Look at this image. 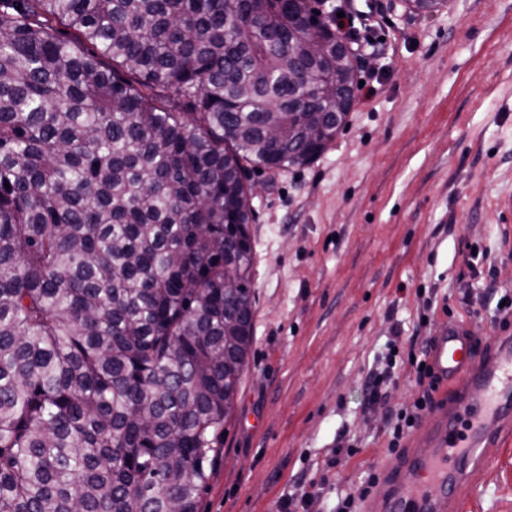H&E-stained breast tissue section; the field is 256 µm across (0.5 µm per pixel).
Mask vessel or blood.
I'll return each mask as SVG.
<instances>
[{"label":"vessel or blood","instance_id":"obj_1","mask_svg":"<svg viewBox=\"0 0 512 512\" xmlns=\"http://www.w3.org/2000/svg\"><path fill=\"white\" fill-rule=\"evenodd\" d=\"M493 353L476 359L471 340L456 327L434 338L429 361L452 396L420 429L413 445L389 467L377 494L386 512H454L460 494L472 484L512 433V338L494 339ZM470 418L458 430L461 415ZM415 481H401V468Z\"/></svg>","mask_w":512,"mask_h":512}]
</instances>
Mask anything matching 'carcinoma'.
Listing matches in <instances>:
<instances>
[{"mask_svg":"<svg viewBox=\"0 0 512 512\" xmlns=\"http://www.w3.org/2000/svg\"><path fill=\"white\" fill-rule=\"evenodd\" d=\"M357 88L307 0H0V512H197L253 342L246 165L314 161Z\"/></svg>","mask_w":512,"mask_h":512,"instance_id":"obj_1","label":"carcinoma"}]
</instances>
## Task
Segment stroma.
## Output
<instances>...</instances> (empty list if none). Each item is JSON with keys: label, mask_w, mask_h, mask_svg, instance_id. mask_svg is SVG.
<instances>
[{"label": "stroma", "mask_w": 512, "mask_h": 512, "mask_svg": "<svg viewBox=\"0 0 512 512\" xmlns=\"http://www.w3.org/2000/svg\"><path fill=\"white\" fill-rule=\"evenodd\" d=\"M351 3L372 97L314 163L246 173L254 341L198 512H280L313 479L310 512L348 495L380 512L361 490L394 460L388 408L417 393L411 341L459 321L484 346L512 336L496 309L512 297V0ZM389 356L370 404L364 380ZM342 436L360 452L340 461ZM459 512H512V436Z\"/></svg>", "instance_id": "stroma-1"}]
</instances>
